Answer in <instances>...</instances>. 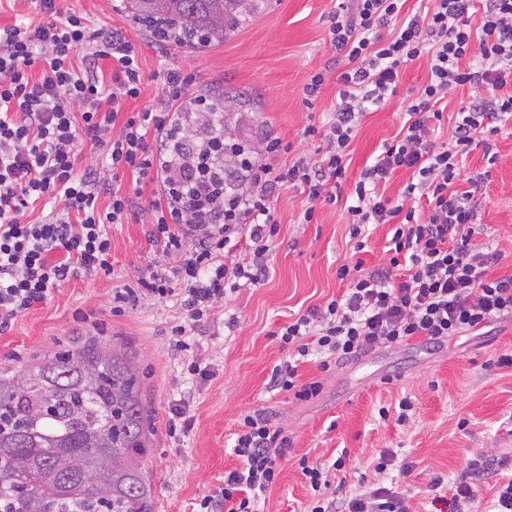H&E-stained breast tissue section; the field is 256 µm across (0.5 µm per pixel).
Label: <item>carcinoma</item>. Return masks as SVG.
<instances>
[{"label":"carcinoma","mask_w":512,"mask_h":512,"mask_svg":"<svg viewBox=\"0 0 512 512\" xmlns=\"http://www.w3.org/2000/svg\"><path fill=\"white\" fill-rule=\"evenodd\" d=\"M268 0H122L183 47L218 44ZM148 406L136 355L90 334L0 369V512H151Z\"/></svg>","instance_id":"1"}]
</instances>
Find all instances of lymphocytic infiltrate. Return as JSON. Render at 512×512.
<instances>
[{
  "label": "lymphocytic infiltrate",
  "instance_id": "1",
  "mask_svg": "<svg viewBox=\"0 0 512 512\" xmlns=\"http://www.w3.org/2000/svg\"><path fill=\"white\" fill-rule=\"evenodd\" d=\"M54 21L0 27V330L44 303L72 278L111 275L108 225L124 223L133 198L78 164L89 146L113 176L129 172L151 186L146 235L163 259L146 274L119 279L112 311L147 302H171L182 314L170 346L190 379L213 371L196 356L199 328L211 324L228 291L260 284L270 242L277 233L270 202L285 186L307 196L304 221L316 203L346 200L356 250H364L370 225H391L388 258L372 268L343 264V293L278 332L290 355L271 375L273 387L300 401L316 398L322 384L300 382L298 368L316 358L321 370L381 347L417 340H448L512 319V274L492 276L500 251L476 241L481 205L472 190L455 191L460 162L473 149L495 160L492 138L512 121V0H432L425 15L403 12L406 0H340L331 17V42L347 67L320 160L299 157L282 168L267 158L279 139L240 149L233 136L215 134L213 101L191 93V75L170 68L156 106L122 116L138 98L142 74L135 48L118 29L91 30L85 17L56 16V0H39ZM430 79L408 101L399 137L383 144L374 163L344 191L347 148L369 106L396 94L400 73L420 56ZM118 67L105 75L102 63ZM470 95L459 107L449 143L434 134L440 104L459 87ZM155 132L157 148L146 136ZM399 170L411 180L397 199L378 195L379 184ZM108 197L99 211L100 197ZM49 199L53 211L32 222L27 211ZM248 248H241V240ZM233 451L241 468L225 472L198 512H259L293 443L261 409L241 414ZM300 460L312 492L310 512H408L400 492L385 486L345 497L327 496L330 469Z\"/></svg>",
  "mask_w": 512,
  "mask_h": 512
}]
</instances>
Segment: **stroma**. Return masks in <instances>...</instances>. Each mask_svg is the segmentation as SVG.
I'll return each mask as SVG.
<instances>
[{
	"mask_svg": "<svg viewBox=\"0 0 512 512\" xmlns=\"http://www.w3.org/2000/svg\"><path fill=\"white\" fill-rule=\"evenodd\" d=\"M118 3L59 0L58 6L83 13L92 29L121 28L133 43L143 81L140 96L126 101L123 112L156 103L164 69L175 66L192 76L193 89L236 96L241 137L253 140L262 133L280 140L272 163L286 167L301 155H316L319 138L304 136L303 130H326L332 119L338 85L329 25L337 0H271L266 13L224 43L201 51L175 44L160 49L153 35L118 11ZM321 71L327 78L312 106H305L302 89ZM429 76L427 58L416 59L406 66L396 95L363 116L348 149L349 179H357L382 145L394 140L404 121L403 100L423 88ZM481 172L486 179L477 192L480 239L502 251L491 273L504 276L512 273V122L496 136L495 162H487L479 148L465 158L464 175ZM147 205L140 199L125 223L107 227L116 274L145 273L160 257L144 234ZM306 206L305 195L293 188H281L273 199L278 232L263 284L230 294L200 340L199 358L216 371L210 381L188 384L169 349L170 328L179 317L175 307L146 305L113 314L112 279L101 273L63 283L45 303L0 332V368L54 353L77 334L128 346L143 373L154 430L145 462L155 486L152 512H194L225 472L240 467L233 433L240 414L255 408L265 409L288 430L297 455L283 463L276 485L259 504L261 512H307L310 492L298 457L329 464L341 454L348 461L331 479L337 496L376 483L393 486L406 494L411 512H430L432 479L451 486L469 476V463L478 461L477 494L466 510L491 512L498 489L512 480V366L496 363L500 355L512 353V320L493 322L439 347L413 340L326 372L315 362L303 363L301 381L323 385L320 396L308 402L271 388L272 370L286 356L276 331L341 293L336 271L343 263L360 259L371 268L386 259L388 226L371 227L368 247L358 253L344 203L317 205L308 224L303 221ZM188 391L193 394L192 427L170 439L169 408ZM406 397L415 408L407 423L379 416L380 407L395 408ZM385 451L393 459L380 471L376 465Z\"/></svg>",
	"mask_w": 512,
	"mask_h": 512,
	"instance_id": "35a3bbf8",
	"label": "stroma"
}]
</instances>
